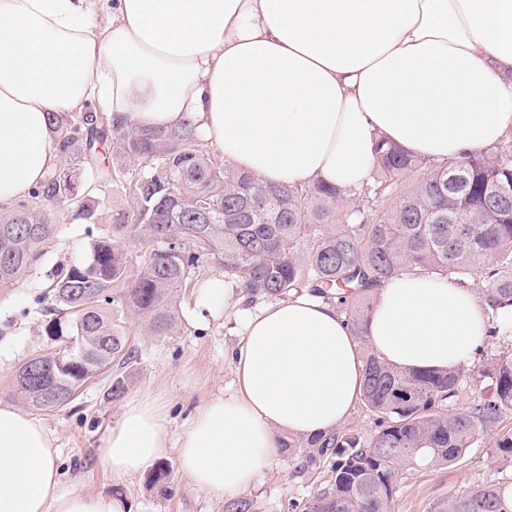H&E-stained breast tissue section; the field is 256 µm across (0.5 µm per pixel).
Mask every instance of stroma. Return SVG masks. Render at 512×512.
I'll return each instance as SVG.
<instances>
[{
    "label": "stroma",
    "instance_id": "stroma-1",
    "mask_svg": "<svg viewBox=\"0 0 512 512\" xmlns=\"http://www.w3.org/2000/svg\"><path fill=\"white\" fill-rule=\"evenodd\" d=\"M98 166L129 177L139 172L137 164L116 143L105 150L97 164L70 155L62 159L60 169L76 177L82 195L103 201L109 213L126 208V199L111 193L107 181L95 174ZM54 220L60 223L61 232L27 278L0 291V402L21 410L26 404L16 393L18 368L30 357L57 347L44 332L45 310L52 304L47 296L48 278L56 268L85 257L92 240L105 230L101 224L72 223L64 207L55 208ZM197 296L194 288L181 291L176 324L163 334L151 333L135 314L125 316L127 340L139 352L136 364L127 371V394L134 397L165 391L177 431L196 404L232 380L230 352L240 342L234 331V309L197 317ZM111 385V373H104L87 384L69 406L33 412L57 438L56 465L63 483L115 497L130 512H226L227 497L188 485L176 451H168L162 460L169 471L164 491L153 483L151 475L122 478L106 467L97 455V446L118 423L123 406L122 401L110 398ZM495 440V435H486L450 468L404 469L392 512H430L438 500L473 484L512 477V457L500 454ZM330 475L329 466L314 467L304 453L286 452L268 471L262 486L244 493L243 498L251 503L250 512H293L294 504L309 499Z\"/></svg>",
    "mask_w": 512,
    "mask_h": 512
}]
</instances>
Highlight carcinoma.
Here are the masks:
<instances>
[{
    "label": "carcinoma",
    "mask_w": 512,
    "mask_h": 512,
    "mask_svg": "<svg viewBox=\"0 0 512 512\" xmlns=\"http://www.w3.org/2000/svg\"><path fill=\"white\" fill-rule=\"evenodd\" d=\"M64 153L91 160L116 140L141 164L130 180L109 179L129 207L101 217L99 203L80 196L59 174L12 208H0V289L32 271L59 233L55 207L71 208L82 224H110L85 258L61 269L49 285L53 305L44 330L71 339V358L59 384L81 386L105 360L127 366L121 312L129 309L152 333L176 322L177 292L192 284L210 259L224 278L251 298L284 299L308 289L337 297L353 335L366 343L373 286L414 271L469 287L486 283L483 302L491 336L499 310L512 307V140L491 153L430 163L394 145L376 146V175L343 192L317 182L272 185L232 171L207 149L191 122L169 130L124 129L108 112L51 114ZM421 172L417 180L413 172ZM482 222L469 224L472 214ZM148 247H142V243ZM363 407L377 429L353 428L306 441L313 465L326 461L331 479L303 503V512H392L403 470L450 467L512 411V346L490 359L482 374L489 394L466 408L459 397L471 383L457 370L421 372L385 362L366 347ZM30 406L53 410L37 388L16 386ZM512 480L474 485L436 502L431 512H512Z\"/></svg>",
    "instance_id": "obj_1"
}]
</instances>
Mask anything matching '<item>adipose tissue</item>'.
Instances as JSON below:
<instances>
[{
	"instance_id": "1",
	"label": "adipose tissue",
	"mask_w": 512,
	"mask_h": 512,
	"mask_svg": "<svg viewBox=\"0 0 512 512\" xmlns=\"http://www.w3.org/2000/svg\"><path fill=\"white\" fill-rule=\"evenodd\" d=\"M98 106L120 127L192 122L225 163L272 183L356 188L387 139L444 162L512 129V0H0V203L62 161L50 114ZM368 343L421 371L471 363L474 290L408 273L375 288ZM234 380L173 436L166 400H128L98 455L126 478L176 449L193 488L245 493L279 439L333 432L360 394V345L309 292L240 318ZM57 439L0 403V512H120L62 486Z\"/></svg>"
}]
</instances>
